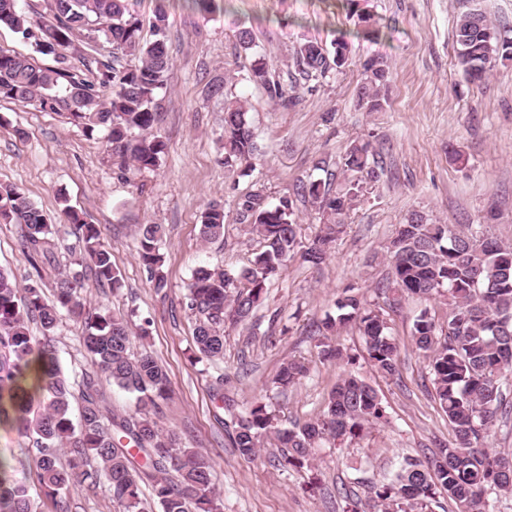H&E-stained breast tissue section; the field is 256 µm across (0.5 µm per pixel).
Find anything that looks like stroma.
Instances as JSON below:
<instances>
[{
  "label": "stroma",
  "mask_w": 512,
  "mask_h": 512,
  "mask_svg": "<svg viewBox=\"0 0 512 512\" xmlns=\"http://www.w3.org/2000/svg\"><path fill=\"white\" fill-rule=\"evenodd\" d=\"M168 15L167 42L173 68L156 96L158 131L167 153L156 170L121 167L103 137L86 136L64 116L32 105L0 100V183L18 186L52 218L54 267L72 271L75 239L61 212L68 199L84 220L100 225L121 271L120 292L86 278L87 307L136 310L131 351H148L167 370L171 396L159 413L163 429L212 462V484L224 512H343L348 501L374 512L371 486L401 457L429 455L454 439L432 396L425 354L412 340L413 322L437 299H406L389 325L399 345L398 371L387 376L368 361L363 342L348 327L333 341L355 355L354 365L320 361L316 327L335 315L338 298L355 295L367 307L381 306L376 284L390 268L387 244L414 210L454 231L483 225L489 235L512 242V69L497 67L469 83L453 48L456 19L481 10L494 23L512 28V0H370L380 35L365 36L346 0H223L213 14L192 0H130L151 38L157 7ZM250 29L256 46L243 52L239 29ZM304 40L331 45L343 40L351 51L326 78L304 80L291 65L294 46ZM379 56L391 65L387 103L367 112L358 103L365 60ZM295 97L285 108L249 78L254 59ZM221 84L246 100L260 148L250 175L224 171V101L212 97ZM370 143L383 173L351 213L326 259L314 266L295 257L272 284L253 316L224 335V358L192 362L195 316L186 306L193 270L209 265L243 267L260 243L239 223L240 203L250 192L267 202L291 197L298 180L319 177L315 164H336L356 142ZM220 201L224 236L203 241L199 216ZM143 224L164 229L162 271L167 285L156 289L138 258L137 231ZM20 227L0 221V268L25 286L31 267L18 247ZM81 330L62 319L55 344L63 368L81 371L88 361L79 345ZM300 359L308 375L288 389L273 379L283 362ZM352 372L371 384L388 413L387 424L363 439L316 449L312 469L279 465V450L265 444L251 460L230 444V420L214 399L217 376L239 406L259 399L280 427L305 423L324 409L337 380ZM38 512H120L103 488L79 486L64 505L41 499Z\"/></svg>",
  "instance_id": "35a3bbf8"
}]
</instances>
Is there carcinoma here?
<instances>
[{
    "label": "carcinoma",
    "mask_w": 512,
    "mask_h": 512,
    "mask_svg": "<svg viewBox=\"0 0 512 512\" xmlns=\"http://www.w3.org/2000/svg\"><path fill=\"white\" fill-rule=\"evenodd\" d=\"M52 21L36 52L55 54L53 40L69 47L85 31L112 45V58L99 61L97 76L86 80L61 59L40 67L31 58L0 52V100L29 103L42 110L62 112L82 126L88 136L105 133L113 154L129 160L136 170H154L166 154L163 137L155 132L156 94L166 87L172 61L166 39V15L160 10L153 23V39L142 36L140 21L130 14L127 0H54ZM364 23V34L379 36L368 0H348ZM0 25L32 37L29 18L18 0H0ZM458 63L473 83L482 81L491 67L512 62V31L491 22L480 11L462 15L455 25ZM350 52L345 41L327 48L316 41L300 43L292 54L295 72L304 79L324 78ZM127 55L139 63L129 65ZM358 89L359 105L379 112L386 103L390 65L384 58L364 64ZM250 79L269 97L294 103L287 89L269 76L262 59L251 64ZM210 93L224 95V168L231 173L248 167L259 152L249 110L241 99L213 84ZM344 181L333 178L301 181L298 197L318 208L319 233L307 248L299 238L300 224L293 202L266 204L258 194L245 197L240 221L250 226L262 243L250 265L236 273L202 265L188 284L187 307L197 317L193 341L210 359L224 357V326L248 320L262 304L267 289L285 263L299 255L321 264L342 233L350 212L378 181L382 167L369 143L353 145L340 162ZM63 202L62 213L72 226L78 248L73 264L84 266L95 281L116 292L123 287L120 271L102 231L87 224ZM0 219L22 227L20 246L33 272L24 289L8 271L0 269V426L17 430L29 440L26 462L35 467V494L18 483L0 460V512H36L33 496L55 500L77 485L106 488L122 512H147L144 491L158 512H224L214 491L208 456L180 445L179 437L164 431L156 420L159 401L171 394L166 369L149 353L129 352L131 318L102 309L85 311L81 275L62 274L46 297L42 266L51 263L48 249L52 219L12 184L0 183ZM224 207L210 202L200 215L202 238L211 242L224 235ZM163 230L144 224L138 232V256L154 275V287H165L162 267ZM388 250L391 277L381 285L388 309L396 311L407 297L444 298L443 314L423 311L411 335L418 350L430 359L434 399L454 432L422 461L405 457L395 473L373 486L377 512H432L441 494L458 504L459 512H488L489 496L512 495V453L487 446L491 427L512 417V243L486 234L481 227L466 233L446 224H434L420 212H411L398 225ZM342 313L322 325L319 356L326 362L352 365L355 356L332 343L338 330L352 323L362 337L372 365L381 373L397 372L399 346L383 313L363 306L350 296L338 303ZM82 325L79 341L91 370L69 376L61 365L51 336L62 316ZM40 325L43 338L29 330ZM44 365L41 384L26 385L31 365ZM307 374L296 360L283 363L275 384L288 388ZM115 385L133 395L134 410L115 415L103 405L101 387ZM79 397L78 419L71 399ZM387 422L377 390L352 373L342 376L318 417L294 428H282L259 400L235 417L227 430L231 446L251 460L264 441L282 448L280 465L311 466L313 449L328 440L364 437L372 425ZM68 457L67 464L59 461Z\"/></svg>",
    "instance_id": "cac0c4a2"
}]
</instances>
